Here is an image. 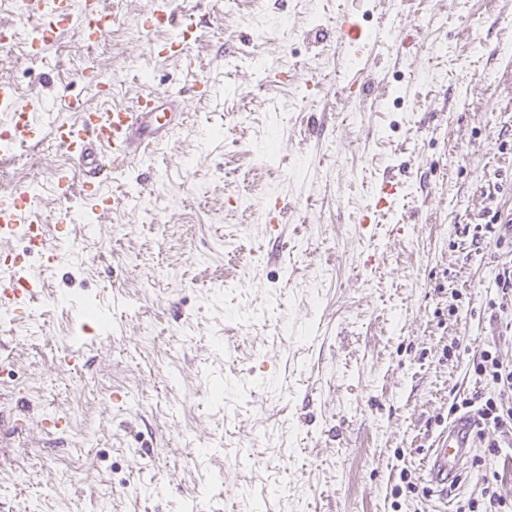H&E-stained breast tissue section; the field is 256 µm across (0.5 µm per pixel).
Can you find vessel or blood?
Wrapping results in <instances>:
<instances>
[{
    "label": "vessel or blood",
    "instance_id": "obj_1",
    "mask_svg": "<svg viewBox=\"0 0 512 512\" xmlns=\"http://www.w3.org/2000/svg\"><path fill=\"white\" fill-rule=\"evenodd\" d=\"M72 0H55L57 28L72 27L85 36H96L97 31L90 17L98 9L97 0H84L82 11L71 8ZM173 101L171 95L151 93L139 100L132 109L83 108L80 102H66L67 111L77 113L73 122L57 124L54 138L81 166L88 183H98L101 176L124 169L135 159L151 155L158 145L157 137L170 134L172 121L167 112ZM42 134L32 121L14 122L6 132L8 142L24 145L35 141ZM398 191L393 180L384 181L375 198V205L364 210L359 223L371 224L379 211L387 208ZM26 236L30 247L44 259L52 253L38 219L25 212L17 202L0 200V239L16 235ZM37 294L35 285L22 277L0 282V305L18 310L24 309ZM476 421L466 416L455 419L430 449L426 458L429 481L439 487H447L449 479L461 468L475 446Z\"/></svg>",
    "mask_w": 512,
    "mask_h": 512
}]
</instances>
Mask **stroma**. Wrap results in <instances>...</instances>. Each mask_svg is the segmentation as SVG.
I'll use <instances>...</instances> for the list:
<instances>
[{
	"mask_svg": "<svg viewBox=\"0 0 512 512\" xmlns=\"http://www.w3.org/2000/svg\"><path fill=\"white\" fill-rule=\"evenodd\" d=\"M161 3L174 25L154 26ZM100 4L118 25L92 51L70 28L39 42L0 0V82L43 129L0 199L37 186L56 255L28 259L39 296L0 330V415L30 418L0 512H458L492 477L512 499L493 432L448 500L423 468L486 389L473 358L512 363L500 249L470 234L512 213V0ZM188 18L192 72L171 49ZM88 67L113 105L176 101L173 137L95 199L51 134L75 118L60 96L100 105ZM389 177L395 203L361 228ZM510 255L505 257V261L502 262L497 275V287L502 293V302L497 304L496 302L491 305V309L494 311L492 316L497 320L498 318L505 321V328L510 329V335L512 330V312L511 307L507 303L506 296H509L510 292V303L512 304V251ZM504 299L506 302H504ZM498 306V307H496ZM510 311V312H509Z\"/></svg>",
	"mask_w": 512,
	"mask_h": 512,
	"instance_id": "obj_1",
	"label": "stroma"
}]
</instances>
